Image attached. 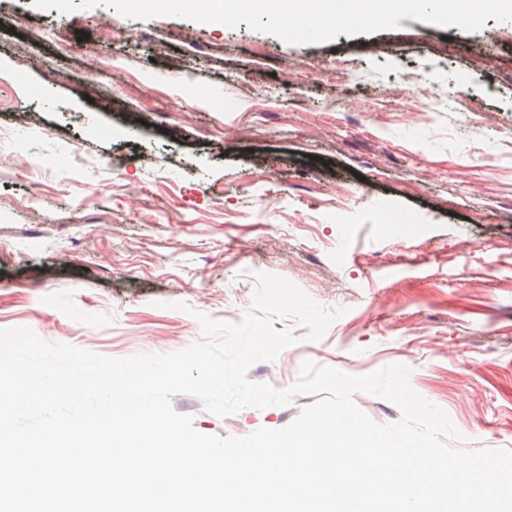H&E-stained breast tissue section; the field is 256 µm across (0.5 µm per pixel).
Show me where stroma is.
Instances as JSON below:
<instances>
[{"instance_id":"obj_1","label":"stroma","mask_w":512,"mask_h":512,"mask_svg":"<svg viewBox=\"0 0 512 512\" xmlns=\"http://www.w3.org/2000/svg\"><path fill=\"white\" fill-rule=\"evenodd\" d=\"M3 18L0 329L168 354L201 340L198 314L245 315L254 274H275L344 314L317 341L296 329L250 380L404 364L474 445L512 447V22L404 18L290 45L107 5L0 0ZM407 73L423 93L399 88ZM314 401L172 405L225 437Z\"/></svg>"}]
</instances>
